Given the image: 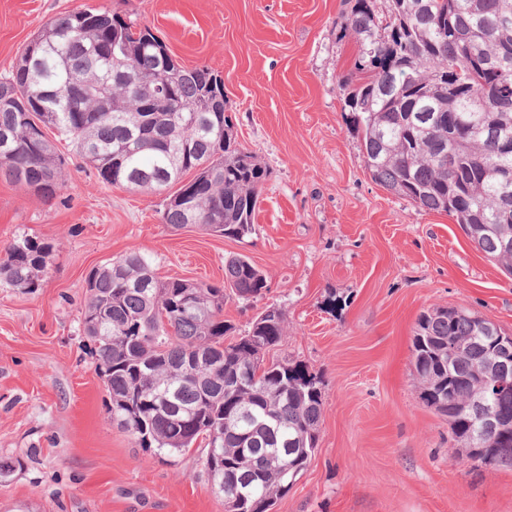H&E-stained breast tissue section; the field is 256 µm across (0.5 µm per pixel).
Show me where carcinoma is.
<instances>
[{
  "label": "carcinoma",
  "mask_w": 512,
  "mask_h": 512,
  "mask_svg": "<svg viewBox=\"0 0 512 512\" xmlns=\"http://www.w3.org/2000/svg\"><path fill=\"white\" fill-rule=\"evenodd\" d=\"M357 44L356 76L342 83L344 111L360 135L364 167L387 191L462 226L476 248L512 275V0H347ZM96 8L61 14L23 48L0 81V176L38 195L66 187L64 157L48 131L65 137L102 182L162 192L163 223L196 225L243 241L268 172L237 141L225 112H194L216 95L213 70L161 66L146 26L112 27ZM162 83L173 97L150 111L132 83ZM106 84L93 99L84 84ZM54 243L18 239L0 251V280L30 291ZM83 332L105 376L112 423L135 443L177 454L205 440L206 472L224 477V512H272L317 448L319 381L301 364L264 362L284 335L285 312L259 313L243 334L224 321V301L254 303L269 285L245 255L224 261V282L156 279L130 252L89 275ZM436 307L420 315L413 367L421 398L448 420L468 457L512 468V374L482 371L495 357L496 324ZM484 400L500 416L497 439L472 450L469 426Z\"/></svg>",
  "instance_id": "obj_1"
}]
</instances>
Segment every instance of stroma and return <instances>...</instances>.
<instances>
[{
    "mask_svg": "<svg viewBox=\"0 0 512 512\" xmlns=\"http://www.w3.org/2000/svg\"><path fill=\"white\" fill-rule=\"evenodd\" d=\"M84 8L220 72L237 138L268 178L242 242L163 224V196L103 183L65 141L56 197L0 178V249L26 235L55 244L36 291L0 282V512H224L204 449L155 454L108 414L82 308L91 270L130 251L163 280L220 282L236 254L266 275L264 303L287 321L265 358L302 364L324 403L318 447L272 512H512V470L468 458L412 365L433 307L512 335V276L448 215L366 171L342 102L356 57L340 34L346 0H0V80L45 23Z\"/></svg>",
    "mask_w": 512,
    "mask_h": 512,
    "instance_id": "35a3bbf8",
    "label": "stroma"
}]
</instances>
